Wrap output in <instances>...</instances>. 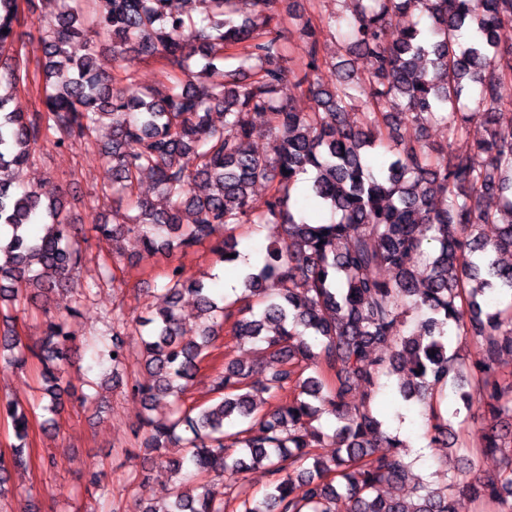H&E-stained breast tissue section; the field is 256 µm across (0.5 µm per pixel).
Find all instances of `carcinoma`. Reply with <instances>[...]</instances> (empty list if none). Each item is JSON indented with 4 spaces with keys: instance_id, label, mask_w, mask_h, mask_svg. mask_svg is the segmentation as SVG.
<instances>
[{
    "instance_id": "1",
    "label": "carcinoma",
    "mask_w": 512,
    "mask_h": 512,
    "mask_svg": "<svg viewBox=\"0 0 512 512\" xmlns=\"http://www.w3.org/2000/svg\"><path fill=\"white\" fill-rule=\"evenodd\" d=\"M205 11L184 16L169 0H66L55 21L39 27L42 59L16 45L19 0H0V308L18 315L63 292L86 299L95 279L79 286L84 262L83 227L73 224L61 198L15 180L35 146L48 133L54 145L87 144L103 117L112 118V142L102 148L112 181V204L131 214L123 224H96L112 241L138 236L145 252L187 251L207 241L219 261L244 265V292L220 304L203 280L176 265L161 288L164 304L130 326L112 309L98 359L111 371L104 382L144 402L171 399L169 416H145L139 447L166 464L181 482L162 506L137 512H225L224 498L187 478L241 474L254 465L270 476L259 497L239 500L237 512H454L457 495L486 499L498 512H512V129L498 125L497 109L512 98V0H356L343 49L373 62L363 76L336 69L325 87L321 29L284 10L286 0H251L253 16L239 21V0H202ZM421 6L429 24H416L389 38L390 18ZM112 39L113 56L128 52L160 61L183 78L163 96L144 87L115 86L94 69V42L84 20ZM305 42L296 65L285 53L283 20ZM224 65L225 80L201 75ZM307 85L311 106L296 109L284 94L289 78ZM41 87L43 111L25 112L18 89L31 79ZM357 121L348 120L356 102ZM224 124L212 123L213 109ZM252 115L269 118L275 155L246 147ZM431 122L453 137L476 122L486 136L473 151L451 145L431 151L406 132ZM383 151L375 167L368 151ZM315 170L310 183L302 175ZM149 171L161 201L134 196ZM210 182L203 196L192 181ZM264 182L261 203L250 195ZM498 199L490 208L486 199ZM293 199L329 213L312 223ZM192 211L189 222L181 213ZM277 224L281 240L262 250L239 249L236 230ZM498 225L494 240L482 235ZM382 269L394 276L385 280ZM196 299L197 330L186 327L180 303ZM46 331L30 345L15 324L0 329V364L21 368L28 358L42 364L36 400L23 407L0 400V420L11 423L15 442L0 451V498L10 470L31 464L30 416L48 415L55 425L63 394L73 386L66 365L75 337L68 320L78 314L64 304L44 309ZM413 314V327L407 326ZM238 341L259 344L272 357L265 382H252L253 367L230 361L214 367L210 404H186L188 386L204 361L217 359L216 337L224 324ZM136 335L149 375L142 383L128 373L127 337ZM470 338L480 351L472 362L453 350ZM312 370L307 376L305 372ZM398 376L394 396L423 405L434 448L456 445L457 428L474 418L489 422L483 446L472 456L497 455L496 475L444 485L419 480L408 495H387V486L410 479L409 444L384 429L374 408L381 380ZM359 383L366 393L348 395ZM293 385L291 396L271 413L260 395ZM455 398L447 400L446 390ZM336 420L332 434L313 425ZM332 449L329 457L314 453Z\"/></svg>"
}]
</instances>
